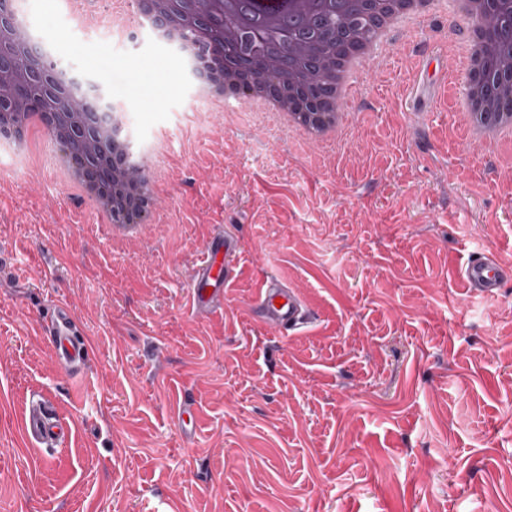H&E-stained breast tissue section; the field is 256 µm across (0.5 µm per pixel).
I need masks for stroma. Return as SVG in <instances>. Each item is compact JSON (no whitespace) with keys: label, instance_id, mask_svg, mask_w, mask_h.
<instances>
[{"label":"stroma","instance_id":"stroma-1","mask_svg":"<svg viewBox=\"0 0 512 512\" xmlns=\"http://www.w3.org/2000/svg\"><path fill=\"white\" fill-rule=\"evenodd\" d=\"M28 2L32 35L169 166L164 223L130 240L0 140V512H512V284L460 278L475 251L512 261V143H471L448 103L469 25L445 8L392 32L329 149L210 112L184 54L121 38L111 0L84 23ZM223 231L236 277L198 317L188 286ZM270 276L311 312L298 335L254 319ZM61 300L90 343L71 376L37 325ZM42 397L63 451L22 434Z\"/></svg>","mask_w":512,"mask_h":512}]
</instances>
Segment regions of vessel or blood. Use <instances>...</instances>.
Returning <instances> with one entry per match:
<instances>
[{"label":"vessel or blood","mask_w":512,"mask_h":512,"mask_svg":"<svg viewBox=\"0 0 512 512\" xmlns=\"http://www.w3.org/2000/svg\"><path fill=\"white\" fill-rule=\"evenodd\" d=\"M236 239L227 233L207 242L203 259L190 285V308L204 316L224 306V289L233 280V269L225 264L226 254L235 252ZM460 275L470 293L493 297L512 283V263L496 255L481 253L467 260ZM259 322L271 332L288 335L308 322L310 313L304 302L287 285L272 279L263 281L253 302ZM56 349L65 372L79 370L89 354V344L77 326L68 303H60L40 324ZM23 431L36 447H54L65 442L72 429L55 414L43 399L31 402L21 416Z\"/></svg>","instance_id":"obj_1"}]
</instances>
